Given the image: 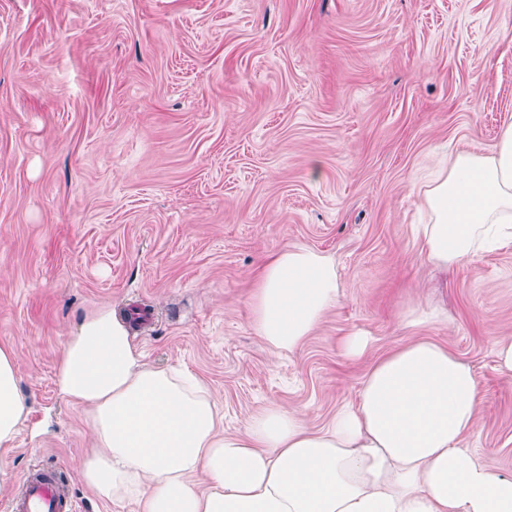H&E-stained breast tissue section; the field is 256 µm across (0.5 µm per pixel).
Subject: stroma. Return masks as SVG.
Returning <instances> with one entry per match:
<instances>
[{"instance_id": "obj_1", "label": "stroma", "mask_w": 512, "mask_h": 512, "mask_svg": "<svg viewBox=\"0 0 512 512\" xmlns=\"http://www.w3.org/2000/svg\"><path fill=\"white\" fill-rule=\"evenodd\" d=\"M512 0H0V348L29 415L0 448L55 469L75 512L84 408L54 379L82 320L136 307L149 363L215 391L224 429L264 406L322 427L378 359L420 336L476 370L467 445L512 473V245L442 272L420 251V187L512 123ZM336 263L341 297L270 353L251 299L271 254ZM438 307L418 328L400 312ZM372 338L357 360L342 339Z\"/></svg>"}]
</instances>
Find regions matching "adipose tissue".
<instances>
[{
	"mask_svg": "<svg viewBox=\"0 0 512 512\" xmlns=\"http://www.w3.org/2000/svg\"><path fill=\"white\" fill-rule=\"evenodd\" d=\"M421 251L438 268L476 262L512 239V125L494 152L449 156L423 185ZM339 299L334 262L309 248L272 254L251 301L275 353L300 347ZM59 393L89 410L96 450L81 481L140 512H512V474L477 460L479 382L447 347L416 339L367 371L355 399L310 429L272 405L227 435L212 391L181 368L148 364L128 320L103 310L66 344ZM28 415L17 355L0 349V447ZM203 475L201 491L191 482Z\"/></svg>",
	"mask_w": 512,
	"mask_h": 512,
	"instance_id": "adipose-tissue-1",
	"label": "adipose tissue"
}]
</instances>
